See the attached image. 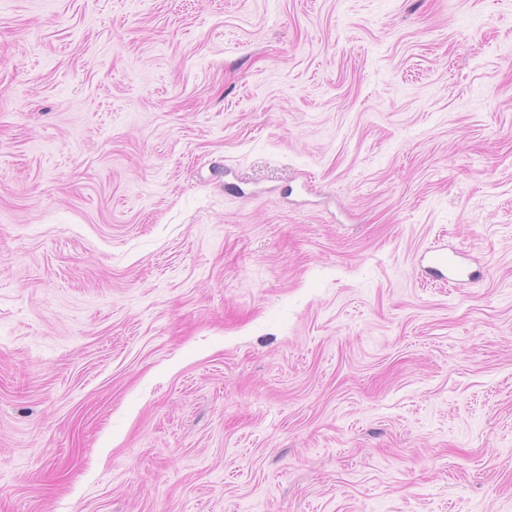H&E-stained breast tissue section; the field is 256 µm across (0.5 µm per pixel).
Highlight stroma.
<instances>
[{
  "label": "stroma",
  "instance_id": "stroma-1",
  "mask_svg": "<svg viewBox=\"0 0 512 512\" xmlns=\"http://www.w3.org/2000/svg\"><path fill=\"white\" fill-rule=\"evenodd\" d=\"M0 512H512V0H0Z\"/></svg>",
  "mask_w": 512,
  "mask_h": 512
}]
</instances>
